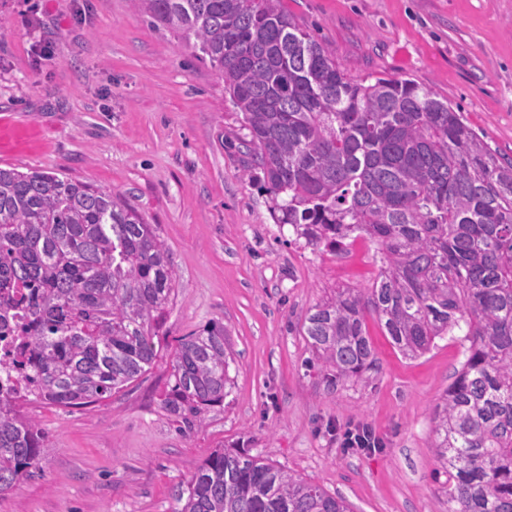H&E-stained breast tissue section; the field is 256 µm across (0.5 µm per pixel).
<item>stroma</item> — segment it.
I'll return each mask as SVG.
<instances>
[{
    "instance_id": "obj_1",
    "label": "stroma",
    "mask_w": 512,
    "mask_h": 512,
    "mask_svg": "<svg viewBox=\"0 0 512 512\" xmlns=\"http://www.w3.org/2000/svg\"><path fill=\"white\" fill-rule=\"evenodd\" d=\"M349 76L408 79L461 108L512 160V0H281ZM241 113L194 43L132 0H0V166L118 191L158 225L177 297L138 380L78 407L32 401L51 448L0 512H172L215 450L245 445L342 497L352 512H448L432 410L468 355L462 336L404 356L374 318L379 369L327 389L302 334L339 287H368L374 243L306 246L242 177ZM222 324L234 385L203 425L162 406L180 339ZM383 442L347 452V425Z\"/></svg>"
}]
</instances>
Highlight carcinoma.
I'll return each mask as SVG.
<instances>
[{
	"instance_id": "obj_1",
	"label": "carcinoma",
	"mask_w": 512,
	"mask_h": 512,
	"mask_svg": "<svg viewBox=\"0 0 512 512\" xmlns=\"http://www.w3.org/2000/svg\"><path fill=\"white\" fill-rule=\"evenodd\" d=\"M133 2L224 80L248 130L245 178L276 223L316 249L378 246L370 286L336 289L303 325L326 388L377 370L369 316L412 358L463 333L468 356L433 411L448 512H512V161L434 91L348 77L280 0ZM6 288L42 293L24 310L23 388L0 395V494L50 451L21 404L87 405L142 376L177 273L158 225L121 193L0 167ZM231 362L222 325L181 339L164 409L203 423L230 393ZM174 500V512H350L238 447L214 451Z\"/></svg>"
}]
</instances>
